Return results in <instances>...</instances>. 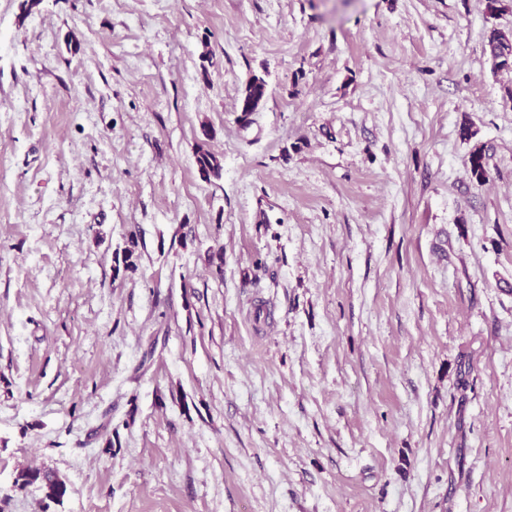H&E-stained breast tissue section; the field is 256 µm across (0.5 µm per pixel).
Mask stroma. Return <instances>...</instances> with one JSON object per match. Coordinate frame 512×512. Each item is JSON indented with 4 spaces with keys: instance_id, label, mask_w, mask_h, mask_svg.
Masks as SVG:
<instances>
[{
    "instance_id": "35a3bbf8",
    "label": "stroma",
    "mask_w": 512,
    "mask_h": 512,
    "mask_svg": "<svg viewBox=\"0 0 512 512\" xmlns=\"http://www.w3.org/2000/svg\"><path fill=\"white\" fill-rule=\"evenodd\" d=\"M20 2L0 512H512V0ZM488 47L493 70L512 71V34L493 29L488 36ZM266 86V81L260 77L254 76L248 81L239 105V112L243 116L247 117L252 112H256L266 96ZM195 161L200 178L209 182L211 178L221 177L223 166L216 155L207 148V143L202 141L196 144ZM14 487L23 489L26 486L38 485L46 500L60 504L68 493V486L56 472L44 468H24L19 470L13 481Z\"/></svg>"
}]
</instances>
